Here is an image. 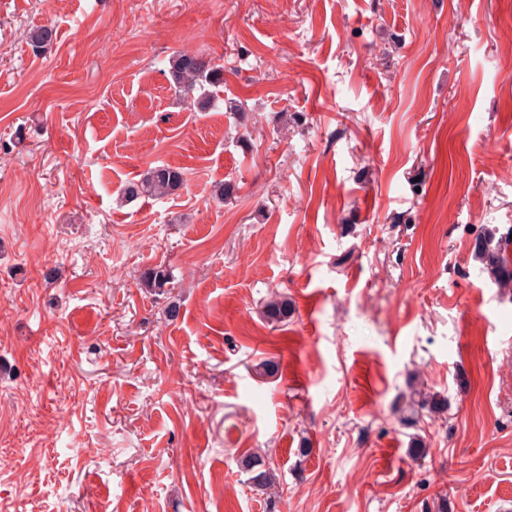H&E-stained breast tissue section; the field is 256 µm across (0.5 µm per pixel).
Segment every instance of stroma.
<instances>
[{"label":"stroma","mask_w":512,"mask_h":512,"mask_svg":"<svg viewBox=\"0 0 512 512\" xmlns=\"http://www.w3.org/2000/svg\"><path fill=\"white\" fill-rule=\"evenodd\" d=\"M510 50L512 0H0V512H497ZM178 51L223 70L206 111ZM184 181L181 168L172 166H159L147 171L139 180L129 181L123 190L128 201L140 197H163L177 190ZM494 250L496 248H490V243L484 241L479 242L476 258L485 266L491 276L498 281L499 287L508 288V282H512L510 278L506 277L508 270L502 266L500 258L495 254ZM487 255L489 262L480 259L481 257ZM263 308V314L267 323L272 325L286 324L292 313V307L288 299L277 298L276 295H271ZM241 467L249 474L250 483L258 491H266L275 483L274 472L258 456L250 454L242 458Z\"/></svg>","instance_id":"1"}]
</instances>
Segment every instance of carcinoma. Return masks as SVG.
Returning a JSON list of instances; mask_svg holds the SVG:
<instances>
[{
	"mask_svg": "<svg viewBox=\"0 0 512 512\" xmlns=\"http://www.w3.org/2000/svg\"><path fill=\"white\" fill-rule=\"evenodd\" d=\"M54 31L48 25L37 27L30 33L29 39L35 48H44L53 41ZM168 73L171 83L186 96H192V101L201 110L211 103L210 88H218L223 84L222 70L203 56L189 52H177L169 59ZM184 181L182 169L172 166H159L149 171L136 181L128 182L123 195L128 201L140 197H163L177 190ZM488 256L485 268L498 281L501 288L508 287L512 279L506 277L508 270L502 266L500 258L495 254L490 244L481 241L478 244L476 258ZM170 269L163 265H155L144 273L142 286L159 291L171 283ZM292 313L288 300L274 295L264 304V317L269 324H286ZM242 469L249 474L252 486L258 491H265L275 483V474L264 460L255 455H248L241 460Z\"/></svg>",
	"mask_w": 512,
	"mask_h": 512,
	"instance_id": "1",
	"label": "carcinoma"
}]
</instances>
